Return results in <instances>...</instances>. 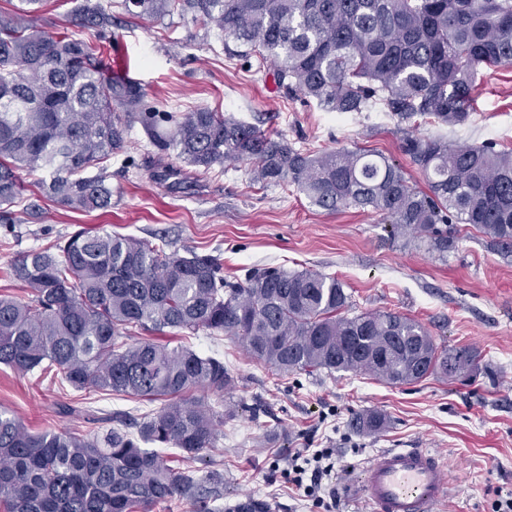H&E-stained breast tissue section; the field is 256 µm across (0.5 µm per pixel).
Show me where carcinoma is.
Segmentation results:
<instances>
[{
    "label": "carcinoma",
    "instance_id": "carcinoma-1",
    "mask_svg": "<svg viewBox=\"0 0 512 512\" xmlns=\"http://www.w3.org/2000/svg\"><path fill=\"white\" fill-rule=\"evenodd\" d=\"M41 0L0 15V223L26 191L20 172H41L45 195L73 211L112 207L105 163L124 153L133 124L164 156L205 172L248 159L252 180L287 181L327 211L373 210L393 233L442 257L465 224L512 253V151L453 145L406 133L400 149L424 175L411 185L389 158L362 149L312 155L282 137L206 108L176 116L145 108L137 82L112 76V58L74 35L26 21ZM131 16L190 13L213 23L238 55L271 65L276 87L328 112H363L380 101L404 122L428 117L448 127L474 110L483 70L512 64V0H122ZM75 25L112 36V13L97 0L72 11ZM12 275L31 298L0 295V364L40 372L75 391L167 400L144 416L138 437L33 431L0 409L3 512H150L174 497L191 512H224V475L203 490L190 464L214 446L218 416L197 390L224 394V362L190 347L129 342L130 329L223 332L281 373H364L390 385L448 376V360L472 382V347L441 349L420 322L396 312L348 315L350 296L334 277L263 268L224 280L220 259L108 232L80 230L17 260ZM376 410L353 415L362 434L385 429Z\"/></svg>",
    "mask_w": 512,
    "mask_h": 512
}]
</instances>
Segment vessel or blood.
Wrapping results in <instances>:
<instances>
[{
    "mask_svg": "<svg viewBox=\"0 0 512 512\" xmlns=\"http://www.w3.org/2000/svg\"><path fill=\"white\" fill-rule=\"evenodd\" d=\"M449 488L447 464L421 447L386 448L361 470L346 494L374 512H435Z\"/></svg>",
    "mask_w": 512,
    "mask_h": 512,
    "instance_id": "b4317fda",
    "label": "vessel or blood"
}]
</instances>
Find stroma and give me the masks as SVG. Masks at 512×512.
<instances>
[{
  "label": "stroma",
  "instance_id": "obj_1",
  "mask_svg": "<svg viewBox=\"0 0 512 512\" xmlns=\"http://www.w3.org/2000/svg\"><path fill=\"white\" fill-rule=\"evenodd\" d=\"M112 13V65L141 84L147 105L178 115L208 108L314 153L370 149L422 181L400 143L408 129L425 138L440 134L433 121L416 117L404 123L380 107L326 111L279 91L256 58L226 51L217 26L204 28L189 19L130 20L117 6ZM448 140L492 142L512 151V65L495 68L480 82L473 112ZM155 157L141 126L133 125L123 161L108 166L112 207L89 214L38 200L40 173L22 172L25 201L14 206L12 223L0 224V294L27 298L10 274L14 262L81 228L160 238L179 251L219 256L231 282L266 267L336 277L351 297L353 313L392 311L413 318L438 346L475 348L494 376L472 383L430 377L389 385L344 372L285 375L254 362L235 337L167 331L172 345L223 359L235 379L224 396H207L215 410L229 404L239 410L219 424L214 447L195 464V479L220 469L228 510L260 499L269 512H311L310 502L289 488L276 464L299 448H332L340 464L339 512H372L363 500L345 498V487L380 449L419 445L435 449L450 469V491L436 512H492L493 490L512 491V256L497 253L487 238L462 225L455 248L438 257L411 238L391 236L376 212L326 211L289 183H253L246 161L208 173L187 165L181 185L160 184L144 170ZM1 408L35 431L88 436L120 422L135 431L146 410L136 398L62 390L0 365ZM362 410L385 414L386 430L354 433L349 420Z\"/></svg>",
  "mask_w": 512,
  "mask_h": 512
}]
</instances>
